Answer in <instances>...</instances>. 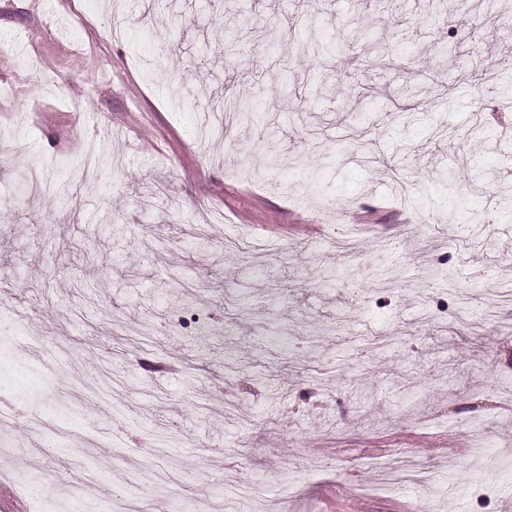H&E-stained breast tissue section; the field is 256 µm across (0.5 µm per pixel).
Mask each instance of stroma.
Masks as SVG:
<instances>
[{"instance_id":"stroma-1","label":"stroma","mask_w":512,"mask_h":512,"mask_svg":"<svg viewBox=\"0 0 512 512\" xmlns=\"http://www.w3.org/2000/svg\"><path fill=\"white\" fill-rule=\"evenodd\" d=\"M505 3L448 0L431 26L428 0H0L13 512H215L243 486L242 512H512V301L487 311L512 283V127L484 121L512 81ZM372 47L381 65L344 66ZM226 93L255 117L202 137ZM90 145L122 165L29 195V165L55 184ZM406 453L435 484L388 480Z\"/></svg>"}]
</instances>
